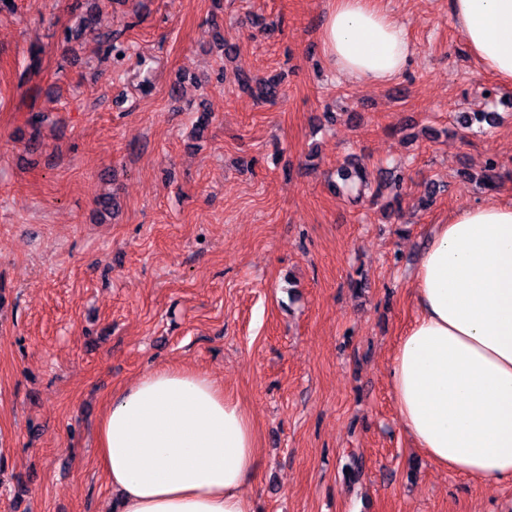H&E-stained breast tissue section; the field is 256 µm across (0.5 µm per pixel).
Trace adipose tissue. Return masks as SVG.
Returning a JSON list of instances; mask_svg holds the SVG:
<instances>
[{
	"label": "adipose tissue",
	"instance_id": "1",
	"mask_svg": "<svg viewBox=\"0 0 512 512\" xmlns=\"http://www.w3.org/2000/svg\"><path fill=\"white\" fill-rule=\"evenodd\" d=\"M448 7L480 67L511 85L512 0ZM321 40L361 84L392 81L412 54L382 0H332ZM412 282L417 312L389 366L404 430L443 469L512 483V205H468L435 225ZM97 434L114 512H257L252 422L206 373L151 368L112 394Z\"/></svg>",
	"mask_w": 512,
	"mask_h": 512
}]
</instances>
